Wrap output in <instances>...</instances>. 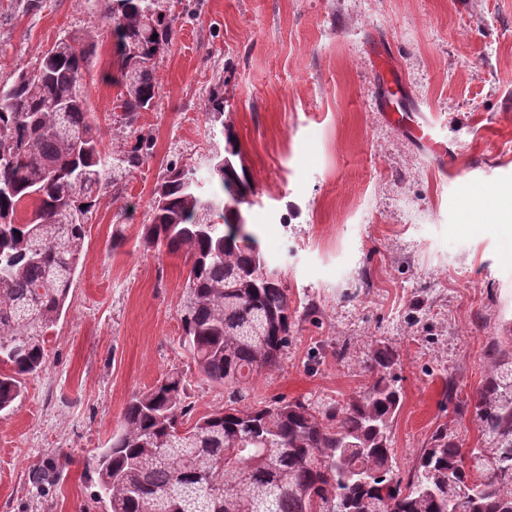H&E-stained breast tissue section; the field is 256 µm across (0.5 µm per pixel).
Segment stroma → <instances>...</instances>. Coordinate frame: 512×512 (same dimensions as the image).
I'll use <instances>...</instances> for the list:
<instances>
[{
	"mask_svg": "<svg viewBox=\"0 0 512 512\" xmlns=\"http://www.w3.org/2000/svg\"><path fill=\"white\" fill-rule=\"evenodd\" d=\"M109 0H0V84L57 39L101 37L86 76L107 153L133 144L116 122ZM159 60L145 163L123 176L86 226L65 316L46 366L0 413V512H103L93 456L132 395L182 374L193 417L222 410V387L178 345L186 267L146 247L168 164L223 149L203 104L224 86V121L255 194L242 211L288 290L292 325L253 399L345 401L375 379L389 345L402 404L391 429L408 479L441 425L463 449L479 436L472 398L491 337L512 330V0H194ZM389 54L399 105L446 155L435 159L387 119L376 60ZM121 238L113 246V238ZM48 467L55 484L35 488Z\"/></svg>",
	"mask_w": 512,
	"mask_h": 512,
	"instance_id": "35a3bbf8",
	"label": "stroma"
}]
</instances>
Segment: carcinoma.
<instances>
[{
  "label": "carcinoma",
  "instance_id": "cac0c4a2",
  "mask_svg": "<svg viewBox=\"0 0 512 512\" xmlns=\"http://www.w3.org/2000/svg\"><path fill=\"white\" fill-rule=\"evenodd\" d=\"M115 108L133 127L158 89L157 60L172 47L167 0H112ZM95 34L64 37L0 85V413L22 380L45 368V338L60 320L84 255L85 225L101 200L121 197L90 112L85 75ZM224 123V89L205 101ZM142 133L117 154L131 173L151 153ZM240 151L210 158L206 177L167 166L143 225L147 245L185 257L181 348L198 372L229 390L221 412L190 422L185 381L163 377L131 397L123 423L95 457L105 512H512V336L491 342V371L473 396L481 445L465 465L444 425L407 481L394 477L390 428L401 405L391 346L374 350L376 379L345 402L246 404L253 376L288 348V290L255 246L241 205L253 193Z\"/></svg>",
  "mask_w": 512,
  "mask_h": 512
}]
</instances>
